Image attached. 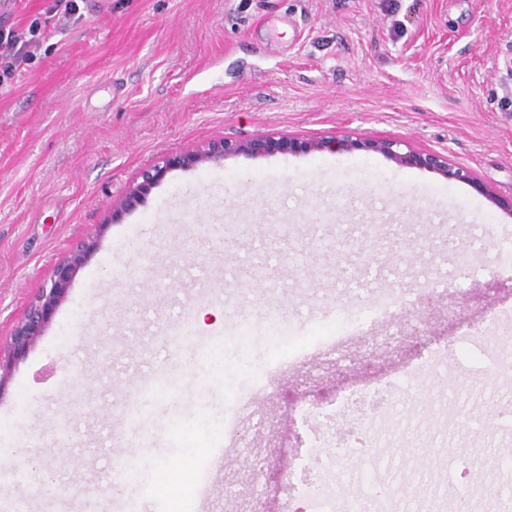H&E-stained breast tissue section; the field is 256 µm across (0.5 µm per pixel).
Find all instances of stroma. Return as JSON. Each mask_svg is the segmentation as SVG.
Wrapping results in <instances>:
<instances>
[{"label": "stroma", "mask_w": 512, "mask_h": 512, "mask_svg": "<svg viewBox=\"0 0 512 512\" xmlns=\"http://www.w3.org/2000/svg\"><path fill=\"white\" fill-rule=\"evenodd\" d=\"M49 4L0 0V31L39 29L31 60L0 83V346L55 264L104 232L0 392V444L27 449L17 467L55 472L62 488L7 485L0 512H85L124 495L112 472L133 446V402L167 443L138 449L153 483L174 463L194 475L252 381L232 361L212 372L225 331L273 309L303 328L311 310L392 294L397 311L371 337L280 366L265 413L228 449L208 512H280L282 475L305 449L298 407L400 378L426 344L512 306V261L499 258L512 216L469 183L369 151L230 156L169 171L115 221L112 206L162 155L259 134L396 138L511 194L512 0H78L76 17ZM216 224L249 234L219 243ZM341 228L348 245L321 248ZM260 247L283 276H242ZM185 305L222 318L175 345ZM161 371L171 392L140 401ZM504 393L512 366L489 372L458 348L451 372L405 382L380 416L375 465L435 490L448 457L494 464L512 447L491 413Z\"/></svg>", "instance_id": "35a3bbf8"}]
</instances>
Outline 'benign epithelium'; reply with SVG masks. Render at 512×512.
Listing matches in <instances>:
<instances>
[{"instance_id": "7a95c632", "label": "benign epithelium", "mask_w": 512, "mask_h": 512, "mask_svg": "<svg viewBox=\"0 0 512 512\" xmlns=\"http://www.w3.org/2000/svg\"><path fill=\"white\" fill-rule=\"evenodd\" d=\"M402 141L396 139H362L353 135L341 138H296L259 135L245 140L221 138L211 140L192 150L167 154L159 161L145 168L140 181L134 183L113 206L110 221L133 210L150 189L166 174L178 167L197 166L202 163H219L228 156L246 155L264 157L276 153H310L324 150L356 151L365 150L379 153L401 166L430 169L441 173L449 180L466 181L476 191L488 197L493 204L508 215H512V194L498 193L493 187L474 180L471 173L452 162L448 155L438 152L415 150L401 151ZM97 247V238L91 237L80 242L71 254L56 264L50 286L41 290L31 302L24 318L16 326L8 345L10 357L23 356L43 335L58 306L67 296L70 284L77 270L83 265L89 253Z\"/></svg>"}]
</instances>
